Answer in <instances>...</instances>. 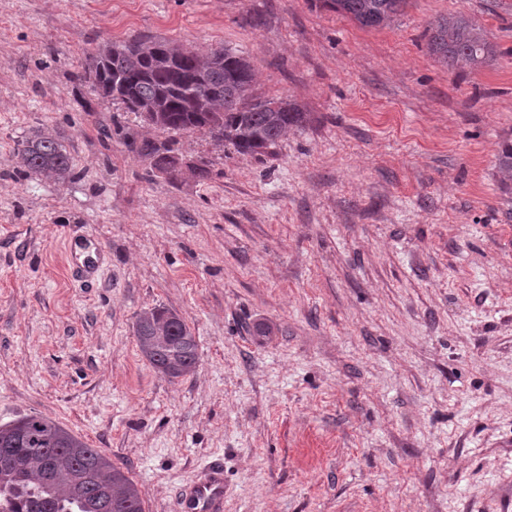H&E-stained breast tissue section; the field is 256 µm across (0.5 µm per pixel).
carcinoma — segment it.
Here are the masks:
<instances>
[{"label":"carcinoma","instance_id":"carcinoma-1","mask_svg":"<svg viewBox=\"0 0 512 512\" xmlns=\"http://www.w3.org/2000/svg\"><path fill=\"white\" fill-rule=\"evenodd\" d=\"M365 29L389 25L407 0H321ZM429 50L452 67L479 69L497 61L484 28L463 15L432 24ZM81 79L103 97L150 116L147 125L168 133L205 132L216 146L239 155L259 157L276 145L305 116L284 98L255 93L249 61L222 47L198 54L164 39L132 38L99 47L87 56ZM128 149L150 161L151 170L170 180L188 170L199 180L210 177L209 161L183 162L164 141L126 136ZM18 164L47 179L73 175L72 158L61 138L37 129L19 144ZM504 175L500 186L512 194V142L495 155ZM139 350L169 379L196 371L198 344L175 312L154 307L137 314ZM0 512H144L134 481L97 448H91L57 422L40 414L0 425Z\"/></svg>","mask_w":512,"mask_h":512}]
</instances>
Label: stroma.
Listing matches in <instances>:
<instances>
[{"mask_svg":"<svg viewBox=\"0 0 512 512\" xmlns=\"http://www.w3.org/2000/svg\"><path fill=\"white\" fill-rule=\"evenodd\" d=\"M499 56L444 68L430 23ZM219 46L304 112L268 154L166 133L80 80L108 42ZM46 126L73 178L16 169ZM168 141L212 175L130 152ZM512 0H408L360 28L319 0H0V424L40 414L128 471L146 512L224 463V512H512ZM107 253L98 283L73 262ZM198 343L158 374L133 324ZM430 29L429 50L447 69L448 65L479 69L497 61L494 44L484 28L470 17H442L434 21ZM126 146L131 152L148 159L152 171L164 174L169 180H177L183 173L184 167L197 179L206 180L210 177L209 161L201 158L196 162L184 163L182 158L164 141L150 138H138L127 134ZM495 168L508 179L503 178L500 181L502 192L505 195L512 194V142L506 141L501 145V148L495 155ZM134 330L140 352L161 375L178 379L196 371L198 344L177 313L164 307L143 310L136 316Z\"/></svg>","mask_w":512,"mask_h":512,"instance_id":"stroma-1","label":"stroma"}]
</instances>
